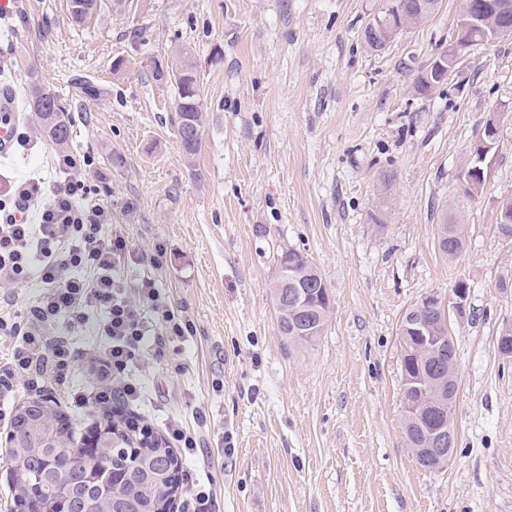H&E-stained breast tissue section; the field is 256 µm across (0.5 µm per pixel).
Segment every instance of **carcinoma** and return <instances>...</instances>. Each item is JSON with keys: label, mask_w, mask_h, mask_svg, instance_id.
Listing matches in <instances>:
<instances>
[{"label": "carcinoma", "mask_w": 512, "mask_h": 512, "mask_svg": "<svg viewBox=\"0 0 512 512\" xmlns=\"http://www.w3.org/2000/svg\"><path fill=\"white\" fill-rule=\"evenodd\" d=\"M70 17L78 25L96 13L98 0H69ZM458 44L479 46L486 31L476 26L456 25ZM28 86L21 104L23 120L42 139L66 147L71 139L67 109L61 99L44 86L35 69H28ZM177 88L178 138L184 156L191 160L200 151L203 109L197 84L196 67L183 57L175 68ZM437 238L439 251L454 257L466 243L464 225L444 223ZM280 262L303 275L307 293L298 298L295 289L273 284L277 328L294 344H309L320 336L330 306L329 289L323 277L306 257L288 250ZM306 319L305 335H295L299 318ZM444 316L436 311L412 306L402 321L434 324ZM105 428L108 436L89 445V440ZM8 448L10 491L17 512H28V505L39 502L51 512H96L105 504V494L131 502L136 512H168L179 490V460L161 438L148 432L139 439L128 427L110 415L75 442L76 432L68 416L51 400L27 401L15 408Z\"/></svg>", "instance_id": "1"}]
</instances>
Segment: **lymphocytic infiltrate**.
Returning <instances> with one entry per match:
<instances>
[{
  "instance_id": "obj_1",
  "label": "lymphocytic infiltrate",
  "mask_w": 512,
  "mask_h": 512,
  "mask_svg": "<svg viewBox=\"0 0 512 512\" xmlns=\"http://www.w3.org/2000/svg\"><path fill=\"white\" fill-rule=\"evenodd\" d=\"M78 162L65 155L57 161L58 177L29 179L12 194L13 209L0 218V280L36 276L42 288L28 323L0 314V335L12 339L11 359L0 366V397L15 385L37 395L50 386L68 387L76 355L69 337L47 336L59 321L71 327L98 316V331L107 348L94 357L98 381L90 393H75L81 407H110L113 400L135 401L142 394L130 367L144 353L191 335V321L174 311L153 278L138 280L135 290L150 302L159 327L149 326L129 302L115 275L128 245L108 234L112 210L73 177Z\"/></svg>"
}]
</instances>
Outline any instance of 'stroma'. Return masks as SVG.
Returning a JSON list of instances; mask_svg holds the SVG:
<instances>
[{
  "mask_svg": "<svg viewBox=\"0 0 512 512\" xmlns=\"http://www.w3.org/2000/svg\"><path fill=\"white\" fill-rule=\"evenodd\" d=\"M383 4L101 0L81 27L67 0L0 6V70L19 100L34 64L67 108L70 152L85 161L75 175L111 206L110 229L132 252L118 276L130 287L152 275L194 325L136 361L146 392L130 411L156 435L172 417L195 434L181 470L211 484L220 512H512V361L497 349L512 327V242L496 229L497 202L512 196V37L470 49L460 75L421 95L462 0H442L375 51L363 31ZM184 54L206 111L191 164L176 86L153 75ZM120 57L129 64L117 73ZM492 112L503 115L499 150L470 196L464 172ZM55 154L20 136L0 157V192L52 177ZM448 217L467 237L453 258L436 243ZM159 245L166 261L154 270L143 258ZM289 249L330 291L309 345L277 330L270 285ZM459 282L469 297L450 317L456 446L429 472L403 433L398 328L423 296ZM51 333L79 353L73 386L94 385L95 325Z\"/></svg>",
  "mask_w": 512,
  "mask_h": 512,
  "instance_id": "stroma-1",
  "label": "stroma"
}]
</instances>
